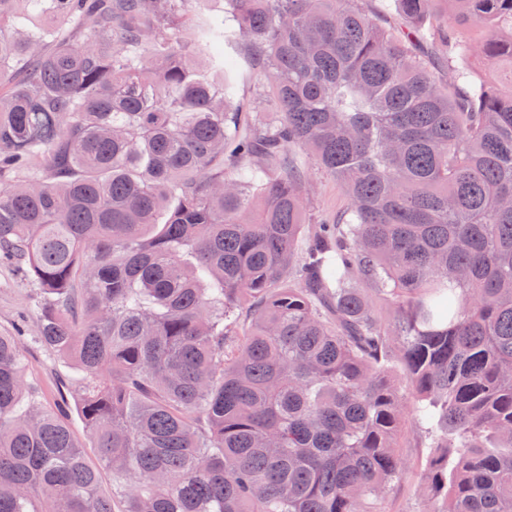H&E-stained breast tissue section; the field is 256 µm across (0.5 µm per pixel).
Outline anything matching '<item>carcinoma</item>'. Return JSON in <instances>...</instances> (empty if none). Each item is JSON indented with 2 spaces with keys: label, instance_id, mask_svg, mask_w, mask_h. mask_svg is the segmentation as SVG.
I'll return each mask as SVG.
<instances>
[{
  "label": "carcinoma",
  "instance_id": "obj_1",
  "mask_svg": "<svg viewBox=\"0 0 512 512\" xmlns=\"http://www.w3.org/2000/svg\"><path fill=\"white\" fill-rule=\"evenodd\" d=\"M203 2L0 0V262L120 482L0 333V512H386L409 421L428 512H512V0ZM231 53H236V71L230 77L236 83V96L253 118L270 120L274 117L273 112H266L256 104V90L253 74L255 65L251 56L239 45L228 48ZM300 162L308 169L305 194L316 215H336L348 208V198L342 184L311 168L304 158Z\"/></svg>",
  "mask_w": 512,
  "mask_h": 512
}]
</instances>
